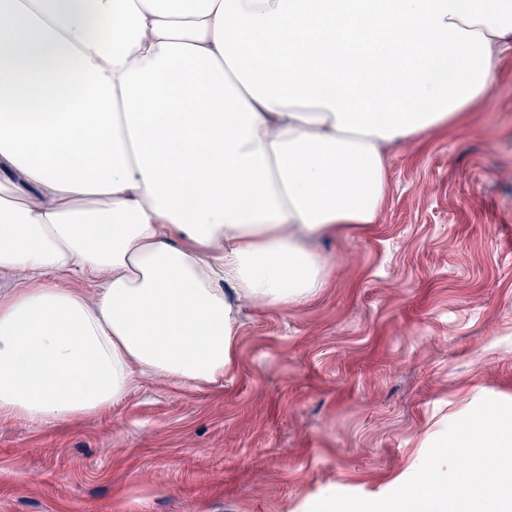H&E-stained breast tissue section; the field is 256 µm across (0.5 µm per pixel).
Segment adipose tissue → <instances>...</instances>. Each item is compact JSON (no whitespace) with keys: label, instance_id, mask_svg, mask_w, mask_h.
<instances>
[{"label":"adipose tissue","instance_id":"1","mask_svg":"<svg viewBox=\"0 0 512 512\" xmlns=\"http://www.w3.org/2000/svg\"><path fill=\"white\" fill-rule=\"evenodd\" d=\"M509 49L512 0H0V415L223 378L238 303L313 298V241Z\"/></svg>","mask_w":512,"mask_h":512}]
</instances>
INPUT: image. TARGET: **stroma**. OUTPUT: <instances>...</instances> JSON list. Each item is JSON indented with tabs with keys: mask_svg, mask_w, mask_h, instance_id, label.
I'll list each match as a JSON object with an SVG mask.
<instances>
[{
	"mask_svg": "<svg viewBox=\"0 0 512 512\" xmlns=\"http://www.w3.org/2000/svg\"><path fill=\"white\" fill-rule=\"evenodd\" d=\"M498 98L389 147L373 224L315 246L325 286L241 307L205 388L138 382L74 420L0 418V512H309L379 499L486 397L512 402V50Z\"/></svg>",
	"mask_w": 512,
	"mask_h": 512,
	"instance_id": "1",
	"label": "stroma"
}]
</instances>
